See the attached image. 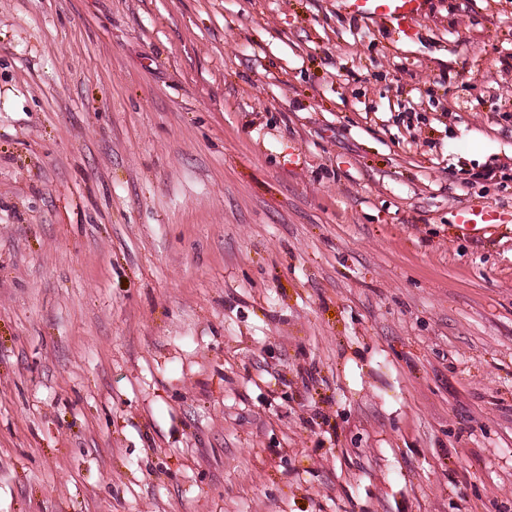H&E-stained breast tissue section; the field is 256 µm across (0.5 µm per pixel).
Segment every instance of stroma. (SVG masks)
Returning a JSON list of instances; mask_svg holds the SVG:
<instances>
[{
  "label": "stroma",
  "instance_id": "1",
  "mask_svg": "<svg viewBox=\"0 0 512 512\" xmlns=\"http://www.w3.org/2000/svg\"><path fill=\"white\" fill-rule=\"evenodd\" d=\"M0 512H512V0H0ZM350 12L365 17H381L393 30L406 34L424 14L425 0H341ZM492 220H500V218H493L492 215L483 211L474 210H461L457 214V226L462 233L476 234L487 231L490 227L488 222Z\"/></svg>",
  "mask_w": 512,
  "mask_h": 512
}]
</instances>
